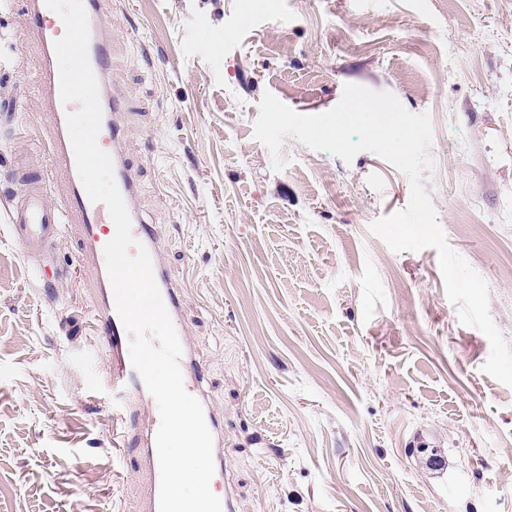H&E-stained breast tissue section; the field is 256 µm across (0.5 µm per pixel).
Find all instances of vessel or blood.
<instances>
[{"label": "vessel or blood", "instance_id": "vessel-or-blood-1", "mask_svg": "<svg viewBox=\"0 0 512 512\" xmlns=\"http://www.w3.org/2000/svg\"><path fill=\"white\" fill-rule=\"evenodd\" d=\"M24 20L33 26L41 45L39 65L46 68L47 89L50 99L51 135L46 145L48 162L21 177L23 190L15 197L10 209V234L26 254H44L67 225H76L80 249L77 276L94 275L96 296L89 310L90 326L98 348L107 361V383L112 389V415L114 428L112 444L118 448H136L133 467L146 481L141 493L140 512H159L160 469L155 434L132 439L130 430L135 412L156 408L155 399L134 369L129 338L117 312L114 293L108 277L103 248L115 234V226L106 207L92 203L79 178L71 147L66 114L67 106L60 100L59 67L54 42L64 33L61 18L49 10L44 0H27ZM112 118L103 120L98 144L113 160L114 176L125 199L132 201L137 183L134 166L118 151L125 131L114 120L122 112L120 101H113ZM65 176L71 192L62 205L48 201V190L55 175ZM153 273L165 308L173 320L178 336H185L186 329L178 317L179 290L170 280L160 258L152 260ZM180 369L186 391L200 396L202 370L189 356H182Z\"/></svg>", "mask_w": 512, "mask_h": 512}]
</instances>
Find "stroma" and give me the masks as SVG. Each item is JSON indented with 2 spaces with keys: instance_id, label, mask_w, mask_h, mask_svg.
<instances>
[{
  "instance_id": "35a3bbf8",
  "label": "stroma",
  "mask_w": 512,
  "mask_h": 512,
  "mask_svg": "<svg viewBox=\"0 0 512 512\" xmlns=\"http://www.w3.org/2000/svg\"><path fill=\"white\" fill-rule=\"evenodd\" d=\"M25 0H0V512H135L112 390L68 229L37 262L11 194L44 160ZM134 207L180 284L179 314L223 439L237 512H512V388L462 325L435 249L369 231L408 203L384 159L253 136L264 93L332 109L344 84L429 113L422 184L489 285L512 346V0H100Z\"/></svg>"
}]
</instances>
